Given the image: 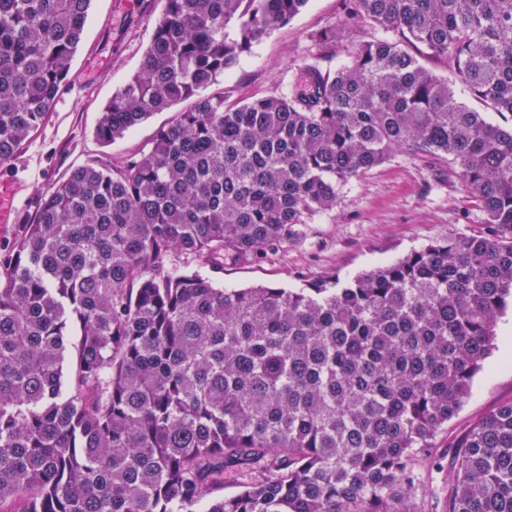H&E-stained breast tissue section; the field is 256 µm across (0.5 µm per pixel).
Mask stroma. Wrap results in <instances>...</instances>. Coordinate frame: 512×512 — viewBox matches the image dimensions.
<instances>
[{"label": "stroma", "mask_w": 512, "mask_h": 512, "mask_svg": "<svg viewBox=\"0 0 512 512\" xmlns=\"http://www.w3.org/2000/svg\"><path fill=\"white\" fill-rule=\"evenodd\" d=\"M163 9L164 0H92L67 84L48 120L9 166L0 167V190L13 198L15 210L13 223L0 228V254L19 237L23 224L35 218L41 197L72 170L99 161L123 166L147 152L157 130L174 120V113H155L109 145L95 136L103 106L139 70ZM333 24L343 27L344 35L328 61L332 67L346 60L356 40L374 34L371 27L352 26L343 0H309L303 12L254 43L211 86V93L239 103L285 91L301 65L319 54L312 34ZM483 228L482 210L449 177L446 161L398 153L345 185L332 212L308 219L287 243L250 262L228 261L215 271L182 255L175 263L183 271L212 276L225 288H299L330 275L347 281L448 235L468 236ZM508 333L512 309L499 318L494 349L473 378L465 403L436 434L432 449L414 458L419 512H439L448 497L450 439L512 401V354L503 350Z\"/></svg>", "instance_id": "1"}]
</instances>
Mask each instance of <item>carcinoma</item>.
Listing matches in <instances>:
<instances>
[{
  "label": "carcinoma",
  "mask_w": 512,
  "mask_h": 512,
  "mask_svg": "<svg viewBox=\"0 0 512 512\" xmlns=\"http://www.w3.org/2000/svg\"><path fill=\"white\" fill-rule=\"evenodd\" d=\"M309 0H165L95 128L180 103L148 152L48 190L0 255V504L21 512H418L433 447L512 306V0H345L380 35L276 96L202 91ZM91 0H0V166L47 121ZM341 29L312 35L324 53ZM448 159L485 215L342 283L221 288L395 153ZM444 512H512V402L449 444ZM251 475L224 496V474ZM421 62L425 67L430 69L436 75H438L440 77L447 78L448 82L455 87V90H456V93H457V96L459 97V99L461 101L465 102L469 106V108L479 111V112H483V111L487 110L485 104L482 101L471 97L467 93V91L464 90L462 85L456 80L455 74L449 64L447 65V64H443V63H439V62H431V61H425V60H423Z\"/></svg>",
  "instance_id": "1"
}]
</instances>
